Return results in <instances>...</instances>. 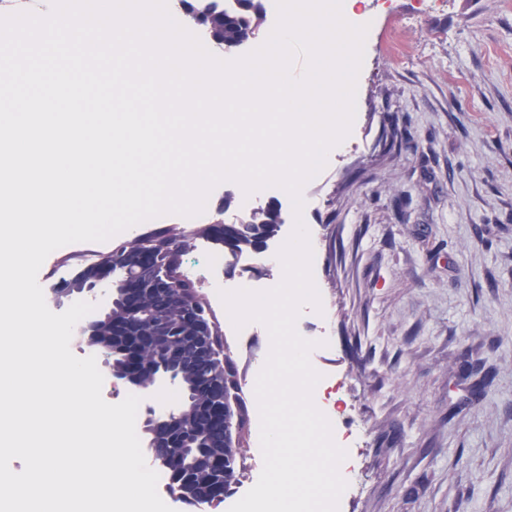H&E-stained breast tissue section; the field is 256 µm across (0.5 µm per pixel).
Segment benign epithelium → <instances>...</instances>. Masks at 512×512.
<instances>
[{
    "instance_id": "7a95c632",
    "label": "benign epithelium",
    "mask_w": 512,
    "mask_h": 512,
    "mask_svg": "<svg viewBox=\"0 0 512 512\" xmlns=\"http://www.w3.org/2000/svg\"><path fill=\"white\" fill-rule=\"evenodd\" d=\"M188 21L195 26L204 28L211 40L221 41L219 32L224 30V15L221 13L186 14ZM131 267L136 272L123 279H114L112 265L98 263L93 266L88 277L80 288H66L55 291L56 299L67 298L76 293L85 301L97 305L113 303L120 297L125 302V313L112 320L113 350L123 357V366L112 370L113 385L141 386V378L148 374L152 385L160 390H168L177 385L181 377V360L186 353L195 350L206 358L214 357L215 323L207 312L201 311L193 296L184 299L182 307L186 310V330L181 333L162 321L150 322L145 320L139 308L138 298L148 290L165 291L169 288L170 278L164 272L152 271L153 264L145 261L139 254L134 258ZM108 315L88 316L77 323L76 333L84 342L98 352H103L100 330ZM149 338L154 343L166 342L168 353L154 364L145 367L140 363L139 352L143 338ZM201 386L208 389L207 399L200 402L198 413L207 425L222 428L230 424L224 397L218 381L206 374L201 378ZM152 420L151 441L147 459L150 463L163 461L169 451L184 450L197 462H205V468L193 471L186 480L172 484L174 496L182 499L203 498L217 501L227 495L229 489L224 484L225 458L220 454H205L201 448L204 434H195L182 422L185 410L182 405L158 401L156 405L147 408Z\"/></svg>"
}]
</instances>
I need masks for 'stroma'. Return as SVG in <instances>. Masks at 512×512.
<instances>
[{"label": "stroma", "mask_w": 512, "mask_h": 512, "mask_svg": "<svg viewBox=\"0 0 512 512\" xmlns=\"http://www.w3.org/2000/svg\"><path fill=\"white\" fill-rule=\"evenodd\" d=\"M371 19L346 144L302 189L327 343L311 364L350 450L340 512H512V0H359ZM399 36V56L388 52ZM251 213L217 185L193 232ZM44 261L49 290L106 253ZM244 379L263 328L227 333Z\"/></svg>", "instance_id": "obj_1"}]
</instances>
